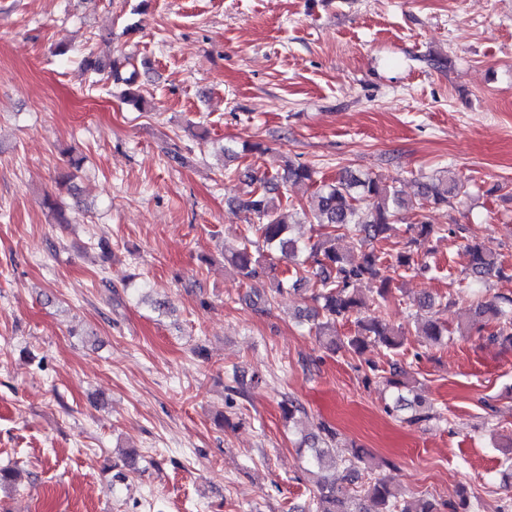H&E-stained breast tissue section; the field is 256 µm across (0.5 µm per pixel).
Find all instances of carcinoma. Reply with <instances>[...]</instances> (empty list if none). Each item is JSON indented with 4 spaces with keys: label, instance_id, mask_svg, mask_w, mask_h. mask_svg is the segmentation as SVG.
Instances as JSON below:
<instances>
[{
    "label": "carcinoma",
    "instance_id": "obj_1",
    "mask_svg": "<svg viewBox=\"0 0 512 512\" xmlns=\"http://www.w3.org/2000/svg\"><path fill=\"white\" fill-rule=\"evenodd\" d=\"M81 66L95 76L106 73L119 79V63L115 60L86 56ZM124 84L122 100L142 109L145 99L136 85V73L124 79ZM314 177L315 170L302 163H289L283 172L271 177L249 176L250 190L234 204L253 217L249 231L254 238H245L242 248L225 258L227 264L247 282H269L276 294L290 285L295 287L315 279L318 291L312 296L313 305L298 309L296 318L308 324L329 350L360 356L370 347H379L396 354L410 336L430 346L449 343L452 332L435 319L395 328L384 317L393 299L392 285L409 273L427 269L421 256L426 254L424 248L438 229L425 218L418 219L409 225L410 237L404 246L390 257L378 251L374 242L390 236L400 211L445 205L464 192V183L449 170L443 175L429 176L420 182L419 200L415 203L404 199L392 183L346 169L335 180L320 185L313 212L324 232L320 240L308 245L290 236L291 214L284 212L278 197L288 184L312 182ZM346 239L358 242L359 246L342 245ZM466 250L471 261L470 277L484 280L505 276L499 253L478 240L468 242ZM276 254L286 260V269L280 270L268 261ZM364 286L376 294L371 312L365 311L359 294ZM349 321L354 323V334L339 338L337 325ZM457 332L462 336L486 335L492 341L512 346V296L498 295L473 302L460 315ZM369 370L371 374L365 375V381L382 378L391 388L387 413L396 415L409 409L411 414L405 421L410 424L435 418L398 363L389 364L386 377L375 365L369 366ZM337 438L338 433L331 427L323 423L316 426L305 439L308 455L303 472L315 489L314 500L320 512H359L352 485L361 479L369 453L354 448L349 456L339 458L333 448ZM338 471L342 472L340 483L336 482ZM363 491L376 505L374 512H472L473 508L463 488L441 502L424 497L408 500L399 489L379 478L368 481Z\"/></svg>",
    "mask_w": 512,
    "mask_h": 512
}]
</instances>
